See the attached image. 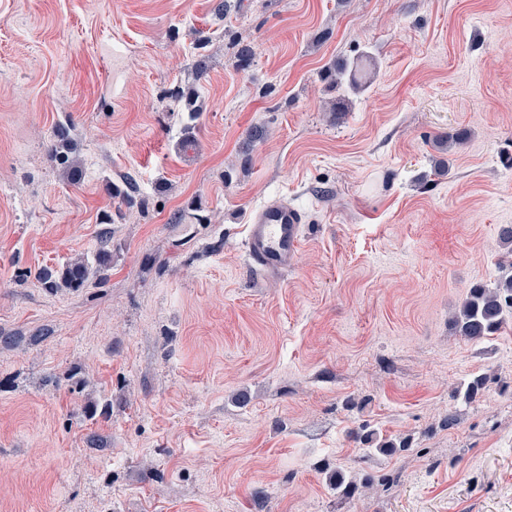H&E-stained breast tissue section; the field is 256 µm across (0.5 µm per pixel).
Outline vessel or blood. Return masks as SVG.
<instances>
[{
    "label": "vessel or blood",
    "instance_id": "b4317fda",
    "mask_svg": "<svg viewBox=\"0 0 512 512\" xmlns=\"http://www.w3.org/2000/svg\"><path fill=\"white\" fill-rule=\"evenodd\" d=\"M306 215L285 198H276L253 215L244 247L248 266L265 275H283L295 268Z\"/></svg>",
    "mask_w": 512,
    "mask_h": 512
}]
</instances>
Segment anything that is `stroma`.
<instances>
[{"label":"stroma","mask_w":512,"mask_h":512,"mask_svg":"<svg viewBox=\"0 0 512 512\" xmlns=\"http://www.w3.org/2000/svg\"><path fill=\"white\" fill-rule=\"evenodd\" d=\"M214 4L0 0V512H512V319L451 325L508 252L512 0H253L244 71ZM339 60L361 88L334 114ZM127 179L144 210L118 212ZM279 197L304 241L266 277L243 242ZM105 236L103 283L36 279ZM364 427L412 449L365 454ZM338 469L394 482L344 500ZM226 27L228 29L224 28V37H228L229 44L231 48H233L236 67L238 69L245 70L251 65L255 57V47L251 42L236 38L230 31V25H227ZM321 80L325 84L328 92L336 93V91H358V82L355 78V70L353 64L348 62H340L333 64L323 70ZM169 98L179 106L180 112H188L189 118L195 120L198 112H200L199 105L196 104L195 90L191 87H177L171 91ZM47 151L51 161L71 181L79 178L81 170L77 156V145L70 135L67 124H59L52 139L47 145Z\"/></svg>","instance_id":"obj_1"}]
</instances>
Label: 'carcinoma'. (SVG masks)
Listing matches in <instances>:
<instances>
[{
  "mask_svg": "<svg viewBox=\"0 0 512 512\" xmlns=\"http://www.w3.org/2000/svg\"><path fill=\"white\" fill-rule=\"evenodd\" d=\"M224 35L228 37L233 48L236 67L247 69L254 57L255 47L252 43L236 38L226 29ZM321 80L325 89L331 93L336 91L358 90L353 65L348 62L333 64L323 70ZM169 98L179 106V111L189 113L190 119H195L200 112L196 104L195 90L191 87H178L171 91ZM47 151L51 161L63 174L75 181L79 178L81 170L77 156V145L70 135V128L66 124L59 125L49 144ZM111 196L118 201L119 206L127 209L142 208L145 201L139 197L137 188L130 181L123 184H112ZM112 264V250L108 243H103L94 259L81 257L72 260L60 269L44 268L38 273V279L44 288L51 291L66 289L77 291L88 283H101L105 280V271ZM512 318V262L508 263V272L499 279L493 288L478 285L472 288L468 297L462 304L459 312L453 317L452 327L455 333L469 340H481L495 334ZM486 377L476 375L466 384L455 391V395L466 400L475 399L482 391ZM386 477L383 475H368L345 479L341 472H336L334 485L340 490L342 496L348 498L374 488L376 484H383Z\"/></svg>",
  "mask_w": 512,
  "mask_h": 512,
  "instance_id": "obj_1",
  "label": "carcinoma"
}]
</instances>
